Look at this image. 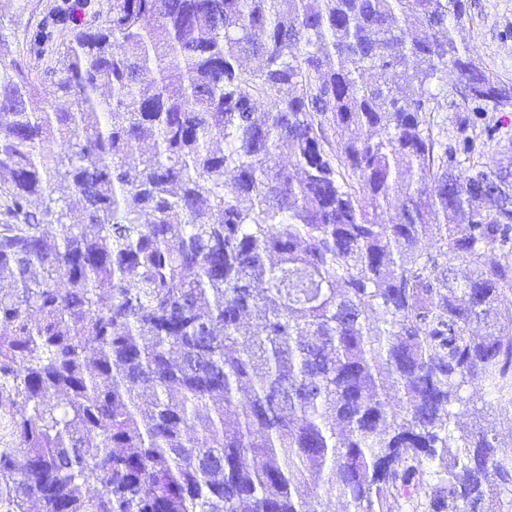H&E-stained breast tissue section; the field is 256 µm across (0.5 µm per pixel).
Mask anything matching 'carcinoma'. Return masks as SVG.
<instances>
[{
	"label": "carcinoma",
	"instance_id": "carcinoma-1",
	"mask_svg": "<svg viewBox=\"0 0 512 512\" xmlns=\"http://www.w3.org/2000/svg\"><path fill=\"white\" fill-rule=\"evenodd\" d=\"M468 11L112 0L39 75L0 37V512H512V440L458 423L512 404Z\"/></svg>",
	"mask_w": 512,
	"mask_h": 512
}]
</instances>
